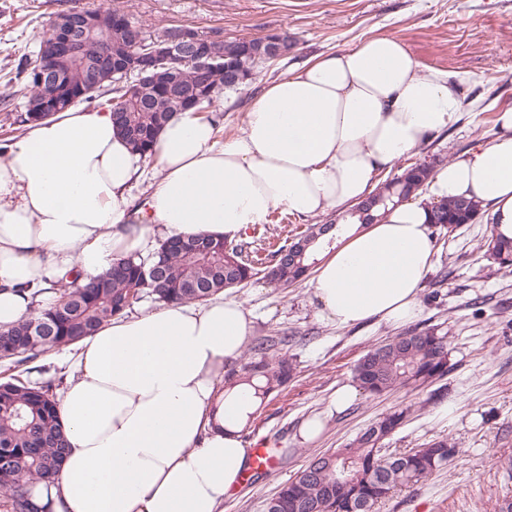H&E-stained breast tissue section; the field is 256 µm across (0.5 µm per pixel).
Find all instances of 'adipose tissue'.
<instances>
[{
    "mask_svg": "<svg viewBox=\"0 0 512 512\" xmlns=\"http://www.w3.org/2000/svg\"><path fill=\"white\" fill-rule=\"evenodd\" d=\"M460 106L447 75L421 71L399 38L375 35L267 84L233 138L176 113L139 206L129 189L146 158L117 133L109 106L27 126L0 154V328L48 308L52 285L87 283L155 235L233 239L279 207L301 218L349 208ZM496 121L490 144L440 165L381 222L342 232L310 278L322 315L339 326L415 318L434 203L475 198L512 238V108ZM250 330L241 303L215 297L115 319L82 340L57 398L64 467L31 486L35 502L51 512H224L250 466L242 430L253 410L244 386L225 388L224 364Z\"/></svg>",
    "mask_w": 512,
    "mask_h": 512,
    "instance_id": "1",
    "label": "adipose tissue"
}]
</instances>
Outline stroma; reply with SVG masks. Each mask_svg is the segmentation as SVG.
Wrapping results in <instances>:
<instances>
[{
    "label": "stroma",
    "mask_w": 512,
    "mask_h": 512,
    "mask_svg": "<svg viewBox=\"0 0 512 512\" xmlns=\"http://www.w3.org/2000/svg\"><path fill=\"white\" fill-rule=\"evenodd\" d=\"M110 7L127 13L147 31L176 25L225 36L258 37L288 31L297 46L287 58L258 70L248 85L222 94L219 137L240 133L252 98L268 83L321 53L341 50L380 34L398 37L422 70L447 73L460 90L455 122L427 144L393 164L392 173L438 154L464 158L498 134L496 116L512 107V0H0V75L35 51L56 13L72 7ZM329 210L307 221L274 209L267 222L248 228L245 240L260 254L277 249L308 223L336 218ZM489 233L484 220L456 230L432 229L434 264L419 293L416 327L448 334L452 371L444 399L429 388L400 389L381 396L358 392L345 407L338 390L351 386L353 367L372 346L401 333L385 322L339 326L322 316L308 282L285 289L264 280L229 290L251 314L252 336L274 331L305 336L290 346L297 375L270 395L242 432L246 447L272 440L276 463L251 473L224 512H263L266 499L292 480L312 454L343 447L382 413L414 406L410 420L384 441L404 451L446 435L459 444L447 468L411 488L395 491L375 512H500L512 500V272L494 271L480 257ZM319 419L315 439L301 435Z\"/></svg>",
    "instance_id": "35a3bbf8"
}]
</instances>
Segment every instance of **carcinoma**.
<instances>
[{
    "label": "carcinoma",
    "instance_id": "1",
    "mask_svg": "<svg viewBox=\"0 0 512 512\" xmlns=\"http://www.w3.org/2000/svg\"><path fill=\"white\" fill-rule=\"evenodd\" d=\"M99 12L104 21L112 23L114 51L127 49L143 55L150 50L149 42L129 38V27H139L137 22L128 26L116 20L127 14L110 8ZM267 40L279 43L283 57L296 47L293 37L280 31L256 38H228L212 47L217 60L205 76L189 59L162 64V70L179 72L185 91L201 97L196 105L168 94L137 71L112 75L80 102L109 105L118 132L135 151L146 155L164 124L178 111L193 109L217 122L212 108L220 94L236 91L252 78L264 64L260 54ZM0 81L11 89L0 97L4 110L22 101L24 112L15 123L27 126L48 118L36 108L56 88L40 85L27 55L21 56L16 72L4 74ZM437 163L434 159L404 168L352 206L349 214L363 226L380 221L390 208L424 186ZM479 214L478 202L450 199L432 205L431 221L457 228L474 223ZM337 224L336 220L312 224L265 259L251 243L235 239L197 235L186 239L181 247L166 239L145 257L115 261L109 271L87 285H59L50 308L0 330V361L22 367L27 374L40 370L42 366L36 361L41 355L78 344L112 319L127 316L146 296L162 305L204 302L224 290L248 284L259 274L275 287L287 289L306 277L316 263V242L321 239L332 244L331 232ZM286 249L291 250V256L285 261L280 253ZM482 258L500 270L511 268L512 239L490 235ZM287 343L284 336L258 337L246 362L227 366L224 386L245 384L256 402L285 388L297 370L294 356L282 351ZM450 368L448 336L434 327H415L367 350L354 366V379L364 392L380 396L431 384L446 377ZM411 415L409 406L382 413L349 445L312 456L295 479L266 500L264 512H373L375 505L396 488L416 485L443 469L457 452L456 442L448 437L406 452H383V440ZM63 448L54 384L38 385L19 375L1 382L0 489L5 494L6 512H46L47 506L30 497L27 483L53 482L62 468Z\"/></svg>",
    "mask_w": 512,
    "mask_h": 512
}]
</instances>
